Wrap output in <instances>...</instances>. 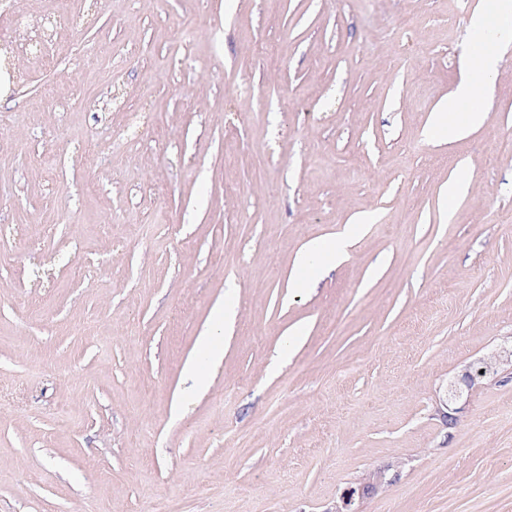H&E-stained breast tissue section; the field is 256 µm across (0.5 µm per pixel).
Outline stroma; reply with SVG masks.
I'll list each match as a JSON object with an SVG mask.
<instances>
[{"mask_svg":"<svg viewBox=\"0 0 512 512\" xmlns=\"http://www.w3.org/2000/svg\"><path fill=\"white\" fill-rule=\"evenodd\" d=\"M482 2L0 0V512H512V41L427 134ZM490 42L492 45L477 60L475 69L457 86L448 100L442 103L439 112H435L427 130L428 136L436 138L443 135L447 136L448 140L457 139L486 121L487 114L481 111L468 112L464 122H458L455 115L461 105L472 97L476 85L490 84L496 76L498 56L495 47L498 41ZM358 224H349L346 226L344 231L331 241H315L313 242L308 251V255L305 260V265L309 268L312 267L313 262L309 261L310 257H314L315 261L319 260L320 265L317 268L306 270L303 265V276L298 281V287L306 286L316 275L325 268L336 265V262L344 258L347 253V249L351 245L353 239L356 236V230ZM388 484H391V479H387L386 470L382 468L375 470L359 482L357 487H351L341 494L340 502L336 504L334 512H358L357 503Z\"/></svg>","mask_w":512,"mask_h":512,"instance_id":"1","label":"stroma"}]
</instances>
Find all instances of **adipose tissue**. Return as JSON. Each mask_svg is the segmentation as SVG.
Returning <instances> with one entry per match:
<instances>
[{"mask_svg": "<svg viewBox=\"0 0 512 512\" xmlns=\"http://www.w3.org/2000/svg\"><path fill=\"white\" fill-rule=\"evenodd\" d=\"M471 32L480 38L488 34L499 39L512 37V0H490L488 11L479 12L470 21ZM498 56L495 48H488L478 59L474 70L462 81L453 94L442 103L427 130L430 137L446 136L448 139L462 137L470 129L481 126L487 115L481 111L468 113L465 121H457L456 114L462 104L473 95L476 86L490 84L497 73Z\"/></svg>", "mask_w": 512, "mask_h": 512, "instance_id": "1", "label": "adipose tissue"}]
</instances>
